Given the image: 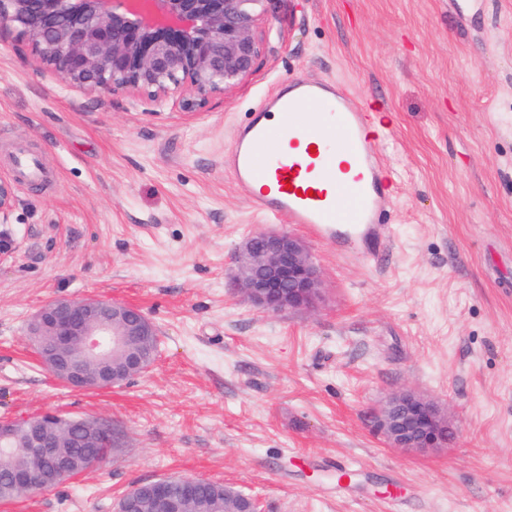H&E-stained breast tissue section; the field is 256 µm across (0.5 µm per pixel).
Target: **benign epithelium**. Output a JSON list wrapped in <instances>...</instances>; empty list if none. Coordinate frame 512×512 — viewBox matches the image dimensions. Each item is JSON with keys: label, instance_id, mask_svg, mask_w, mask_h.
<instances>
[{"label": "benign epithelium", "instance_id": "obj_1", "mask_svg": "<svg viewBox=\"0 0 512 512\" xmlns=\"http://www.w3.org/2000/svg\"><path fill=\"white\" fill-rule=\"evenodd\" d=\"M265 0H0V26L30 42L28 62L49 69L72 86L97 93L174 98L202 109L252 73L262 50L255 30ZM12 189L0 180V223H7ZM234 290L269 312L317 309L323 281L304 242L286 232H260L242 243ZM37 358L56 379L96 391L133 379L151 366L146 339L156 326L137 307L93 298L57 299L29 320ZM393 448L442 450L454 434L431 398L412 390L392 394L373 416ZM24 434L27 463L15 467L7 454L0 466L10 491L29 493L82 476L107 458L74 460V434L110 451L118 436L103 418L70 419L45 412L21 421H0V444ZM198 480L166 477L147 482L159 512H183L196 500Z\"/></svg>", "mask_w": 512, "mask_h": 512}]
</instances>
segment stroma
Segmentation results:
<instances>
[{
	"label": "stroma",
	"mask_w": 512,
	"mask_h": 512,
	"mask_svg": "<svg viewBox=\"0 0 512 512\" xmlns=\"http://www.w3.org/2000/svg\"><path fill=\"white\" fill-rule=\"evenodd\" d=\"M251 75L200 110L91 93L25 60L0 28V178L15 138L53 182L15 183L0 223V418L111 419L102 467L0 512H113L137 482L203 478L264 512H512V0H268ZM329 78L391 136L384 265L268 221L224 167L279 83ZM293 230L324 285L272 313L229 286L243 241ZM131 304L161 351L134 380L74 390L41 366L28 318L59 298ZM411 389L455 429L406 453L369 411ZM355 483L337 485V466Z\"/></svg>",
	"instance_id": "stroma-1"
}]
</instances>
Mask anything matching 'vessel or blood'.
Listing matches in <instances>:
<instances>
[{
	"mask_svg": "<svg viewBox=\"0 0 512 512\" xmlns=\"http://www.w3.org/2000/svg\"><path fill=\"white\" fill-rule=\"evenodd\" d=\"M383 136L372 108L332 80L287 83L238 127L224 161L255 211L304 227L345 259L378 263L387 224ZM12 169L42 183L40 154L17 144Z\"/></svg>",
	"mask_w": 512,
	"mask_h": 512,
	"instance_id": "obj_1",
	"label": "vessel or blood"
}]
</instances>
